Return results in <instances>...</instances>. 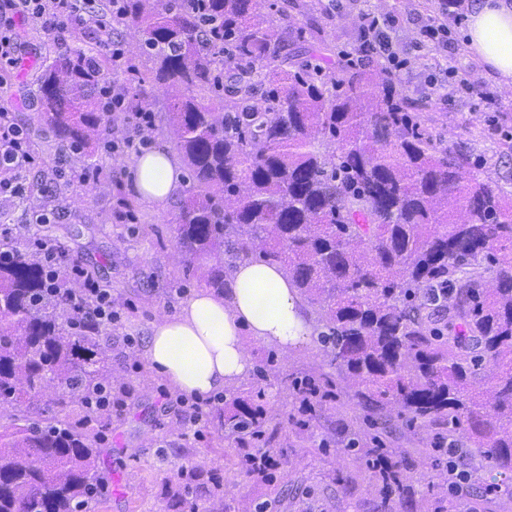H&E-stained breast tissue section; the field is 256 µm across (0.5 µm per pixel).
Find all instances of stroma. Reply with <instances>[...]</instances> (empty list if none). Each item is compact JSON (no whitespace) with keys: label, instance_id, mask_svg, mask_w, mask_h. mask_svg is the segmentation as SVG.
<instances>
[{"label":"stroma","instance_id":"stroma-1","mask_svg":"<svg viewBox=\"0 0 512 512\" xmlns=\"http://www.w3.org/2000/svg\"><path fill=\"white\" fill-rule=\"evenodd\" d=\"M305 12L294 14L295 25L321 23L322 11L332 20L321 23V35L345 53L361 44L366 15L390 18V36L406 58L395 78L410 97L430 101L428 130L439 144L453 142L467 153L475 174L489 176L512 193V84L488 77L468 54L465 16L444 19L441 0H305ZM447 23L448 42L417 38L431 23ZM56 34L29 30L18 64L7 74L10 99L15 102L18 124H26L31 110L20 101L32 97L39 68L63 46ZM35 158L27 174L31 199L15 201L10 223L28 225L32 206L54 201L57 214L49 224L53 237L77 255L100 287L110 289L121 319L112 325V366L118 381L130 395L112 421L110 463L119 486L95 512H161L167 501V481L182 464L192 462L230 481L224 512H245L259 497L274 490L245 477H232L227 456L235 448L219 442L206 424L184 421L180 394L151 370L144 349L154 322L175 314L182 301L202 288L199 270H186L174 245L173 224L179 212L178 198L164 207L142 202L127 187L129 165L111 160L96 150L92 160L101 173L86 185L65 176L73 161L49 143L32 139ZM322 428H314L296 443L286 466L294 479L311 487L323 512H373L374 494L359 485L353 494L325 478L328 466L344 471L358 467L353 457L320 449Z\"/></svg>","mask_w":512,"mask_h":512}]
</instances>
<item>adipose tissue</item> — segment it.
<instances>
[{"instance_id":"obj_1","label":"adipose tissue","mask_w":512,"mask_h":512,"mask_svg":"<svg viewBox=\"0 0 512 512\" xmlns=\"http://www.w3.org/2000/svg\"><path fill=\"white\" fill-rule=\"evenodd\" d=\"M466 46L495 80L512 82V0H475ZM129 181L143 202L162 207L182 184V162L166 144L135 156ZM312 333L308 313L277 263L235 262L225 293L203 288L156 321L145 348L152 370L198 402L237 386L250 369L248 341L293 350Z\"/></svg>"}]
</instances>
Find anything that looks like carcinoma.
<instances>
[{
	"label": "carcinoma",
	"mask_w": 512,
	"mask_h": 512,
	"mask_svg": "<svg viewBox=\"0 0 512 512\" xmlns=\"http://www.w3.org/2000/svg\"><path fill=\"white\" fill-rule=\"evenodd\" d=\"M262 0H120V24L140 34L129 69L133 109L167 121L188 169L174 228L187 265L227 286L224 258L258 252L281 263L321 328L329 366L356 406L432 432L428 492L411 493L415 460L369 429L327 414L329 381L315 367L282 370L269 356L288 416L238 389L213 419L237 449L234 474L281 480L288 429L326 423L332 443L360 462L329 479L346 492L362 478L374 512H475L481 470L512 477V195L471 172L423 126L413 100L383 68L347 60L322 72L289 52L335 51L318 27L276 24ZM65 45L37 77L30 137L84 156L112 152L119 118L105 111L112 58ZM268 69V86L253 80ZM209 94V102L197 93ZM0 512H87L112 490V399L127 393L106 361V327L77 316L92 299L57 283L24 238L0 239ZM225 485L197 465L175 476L176 512H224ZM281 496L298 489L284 485ZM314 512V499H297Z\"/></svg>",
	"instance_id": "cac0c4a2"
}]
</instances>
